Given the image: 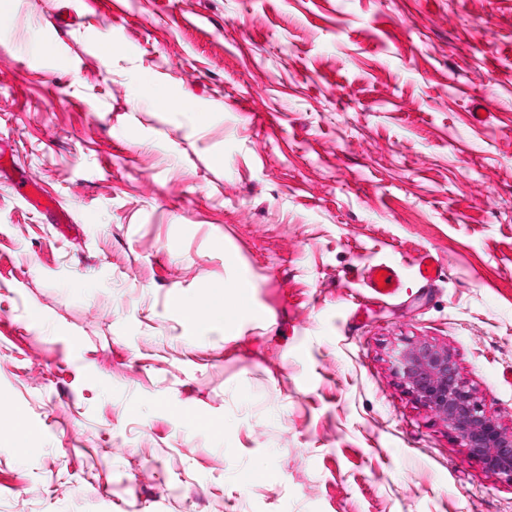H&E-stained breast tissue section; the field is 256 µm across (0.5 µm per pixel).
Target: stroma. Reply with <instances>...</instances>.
I'll list each match as a JSON object with an SVG mask.
<instances>
[{"label":"stroma","instance_id":"35a3bbf8","mask_svg":"<svg viewBox=\"0 0 512 512\" xmlns=\"http://www.w3.org/2000/svg\"><path fill=\"white\" fill-rule=\"evenodd\" d=\"M0 143V512H512L393 360L512 432V0H0ZM377 275H380V279H377ZM362 280L370 294L375 297L395 296L401 288L399 270L393 264H374L364 267ZM380 281H383L384 287L380 286Z\"/></svg>","mask_w":512,"mask_h":512}]
</instances>
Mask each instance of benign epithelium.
Listing matches in <instances>:
<instances>
[{
	"mask_svg": "<svg viewBox=\"0 0 512 512\" xmlns=\"http://www.w3.org/2000/svg\"><path fill=\"white\" fill-rule=\"evenodd\" d=\"M395 363L407 388L457 434L468 456L512 481V434L487 414L452 354L426 343L411 344L398 352Z\"/></svg>",
	"mask_w": 512,
	"mask_h": 512,
	"instance_id": "obj_1",
	"label": "benign epithelium"
}]
</instances>
